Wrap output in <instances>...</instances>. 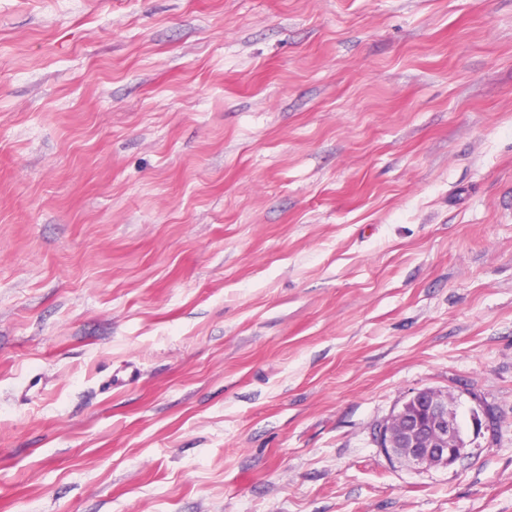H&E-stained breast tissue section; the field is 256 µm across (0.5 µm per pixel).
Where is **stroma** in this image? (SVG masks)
<instances>
[{"instance_id":"obj_1","label":"stroma","mask_w":512,"mask_h":512,"mask_svg":"<svg viewBox=\"0 0 512 512\" xmlns=\"http://www.w3.org/2000/svg\"><path fill=\"white\" fill-rule=\"evenodd\" d=\"M0 512H512V0H0ZM376 443L390 459L442 467L459 459L466 448L447 396L430 389L414 392L379 428Z\"/></svg>"}]
</instances>
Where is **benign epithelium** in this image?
<instances>
[{"instance_id":"7a95c632","label":"benign epithelium","mask_w":512,"mask_h":512,"mask_svg":"<svg viewBox=\"0 0 512 512\" xmlns=\"http://www.w3.org/2000/svg\"><path fill=\"white\" fill-rule=\"evenodd\" d=\"M376 443L389 458L442 467L459 459L466 448L448 397L430 389L413 393L379 428Z\"/></svg>"}]
</instances>
